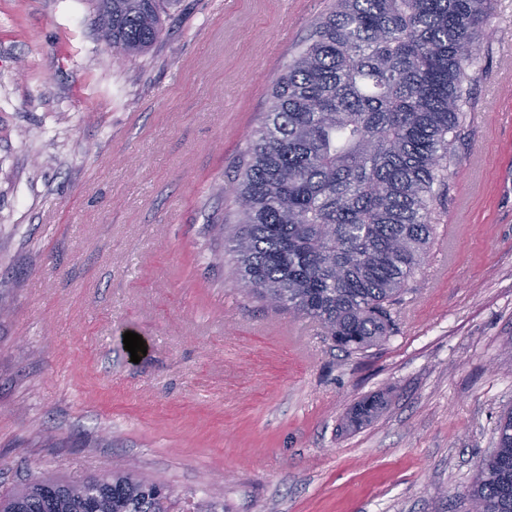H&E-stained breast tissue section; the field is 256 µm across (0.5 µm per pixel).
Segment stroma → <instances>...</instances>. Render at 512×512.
Instances as JSON below:
<instances>
[{
	"label": "stroma",
	"mask_w": 512,
	"mask_h": 512,
	"mask_svg": "<svg viewBox=\"0 0 512 512\" xmlns=\"http://www.w3.org/2000/svg\"><path fill=\"white\" fill-rule=\"evenodd\" d=\"M329 2L175 0L124 60L93 0H0V495L129 469L224 512H468L512 410V0L483 28L445 197L469 231L354 354L235 288L221 230L271 82Z\"/></svg>",
	"instance_id": "1"
}]
</instances>
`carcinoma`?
I'll return each instance as SVG.
<instances>
[{
  "label": "carcinoma",
  "mask_w": 512,
  "mask_h": 512,
  "mask_svg": "<svg viewBox=\"0 0 512 512\" xmlns=\"http://www.w3.org/2000/svg\"><path fill=\"white\" fill-rule=\"evenodd\" d=\"M100 39L133 59L162 34L170 0H94ZM492 0H335L272 82L231 178L225 227L238 287L317 320L363 351L394 330L433 243L438 191L464 131V94ZM363 402L349 422L367 421ZM128 471L35 480L0 512H171ZM470 512H512V410L468 490Z\"/></svg>",
  "instance_id": "obj_1"
}]
</instances>
